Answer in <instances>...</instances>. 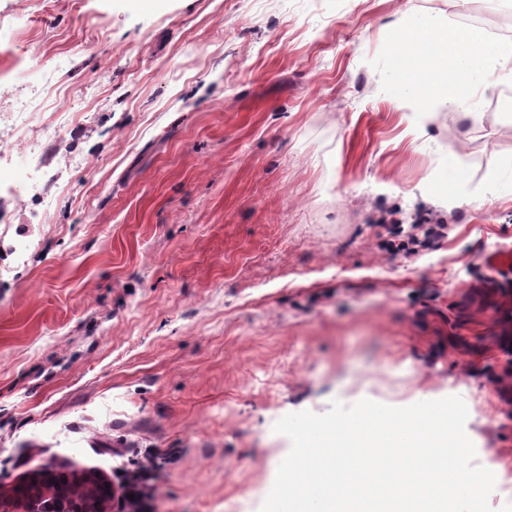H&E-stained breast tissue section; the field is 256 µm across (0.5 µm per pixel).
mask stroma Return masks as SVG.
<instances>
[{
    "mask_svg": "<svg viewBox=\"0 0 512 512\" xmlns=\"http://www.w3.org/2000/svg\"><path fill=\"white\" fill-rule=\"evenodd\" d=\"M469 10L0 0V486L92 471L130 512L145 465L142 512H260L283 416L456 395L512 502V116L413 122L372 65Z\"/></svg>",
    "mask_w": 512,
    "mask_h": 512,
    "instance_id": "stroma-1",
    "label": "stroma"
}]
</instances>
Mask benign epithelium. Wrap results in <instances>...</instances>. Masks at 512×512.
I'll use <instances>...</instances> for the list:
<instances>
[{"label": "benign epithelium", "instance_id": "7a95c632", "mask_svg": "<svg viewBox=\"0 0 512 512\" xmlns=\"http://www.w3.org/2000/svg\"><path fill=\"white\" fill-rule=\"evenodd\" d=\"M43 482L54 485L55 492L47 497L43 491L22 495L16 491H0V512H87V495L94 496L92 512H107L109 488L96 473L82 482L74 481L64 472L53 471L42 476Z\"/></svg>", "mask_w": 512, "mask_h": 512}]
</instances>
